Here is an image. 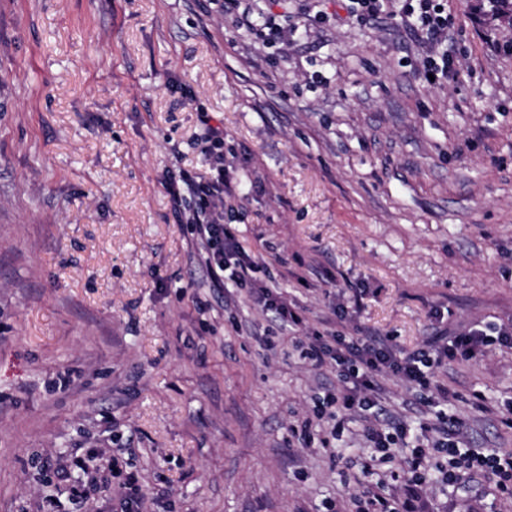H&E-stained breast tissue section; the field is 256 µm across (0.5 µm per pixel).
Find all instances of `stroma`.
Masks as SVG:
<instances>
[{
    "label": "stroma",
    "mask_w": 512,
    "mask_h": 512,
    "mask_svg": "<svg viewBox=\"0 0 512 512\" xmlns=\"http://www.w3.org/2000/svg\"><path fill=\"white\" fill-rule=\"evenodd\" d=\"M296 30L268 45L224 0H0V512H324L358 495L371 451L290 427L336 374L244 288H219L165 184L212 170L224 228L304 332L392 337L512 325V27L448 0L458 82L427 84L395 8L259 0ZM472 448L501 423L512 349L437 374ZM482 408L473 405L474 394ZM101 480L76 504L48 459ZM410 512H512L483 478L431 481ZM351 5L349 13L361 22H371L384 13V0H348Z\"/></svg>",
    "instance_id": "stroma-1"
}]
</instances>
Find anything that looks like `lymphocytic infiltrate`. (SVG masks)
Wrapping results in <instances>:
<instances>
[{"instance_id":"1","label":"lymphocytic infiltrate","mask_w":512,"mask_h":512,"mask_svg":"<svg viewBox=\"0 0 512 512\" xmlns=\"http://www.w3.org/2000/svg\"><path fill=\"white\" fill-rule=\"evenodd\" d=\"M405 15L413 16L411 32L427 50L422 72L433 75L436 84L457 81L458 69L442 49L448 39V0H405ZM213 177L206 182L188 174L169 178L166 189L173 203L184 194L197 200L193 224L204 250L203 262L214 280H227L233 286L248 289L258 303L275 313L282 325L297 329L303 324L282 293L273 291L258 277L259 264L247 254L235 238L224 230L222 204L229 182L224 170V129L207 127ZM304 358L315 368L335 371L339 385L315 406L292 432L299 439H309L313 430L331 424L332 435H341L353 418L365 420L363 436L374 456L364 465L366 475L377 476L375 486L365 488L352 505L329 502L326 512H401L394 495L387 488L395 481V471L376 475V466L391 462L400 449H408L404 464L410 475L409 485L416 488L427 482L429 472H436L441 483L456 486L467 475H481L490 481L498 496L512 500V453L485 448L464 447L461 437L467 428L464 418L453 413L456 393L435 382V373L456 361H469L486 353L489 347L512 348V326L487 333L471 328L453 336L436 337L430 349L411 353L396 350L391 337L349 336L338 331L315 332L297 340ZM398 377L411 389L416 403L437 407L436 424L411 425L400 419H385L382 377Z\"/></svg>"}]
</instances>
